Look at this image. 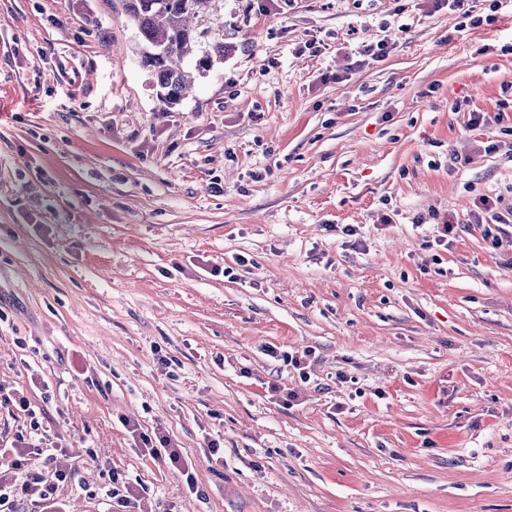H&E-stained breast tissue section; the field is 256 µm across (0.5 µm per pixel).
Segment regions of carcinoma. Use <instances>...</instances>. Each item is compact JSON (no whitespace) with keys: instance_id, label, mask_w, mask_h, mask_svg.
Segmentation results:
<instances>
[{"instance_id":"cac0c4a2","label":"carcinoma","mask_w":512,"mask_h":512,"mask_svg":"<svg viewBox=\"0 0 512 512\" xmlns=\"http://www.w3.org/2000/svg\"><path fill=\"white\" fill-rule=\"evenodd\" d=\"M122 2L126 21L135 33L141 64L154 78L160 111L167 112L193 92L194 83L185 74L182 62L194 51L196 23L209 12L212 0ZM224 55V38H214L196 58L198 72L207 74L215 62L224 60Z\"/></svg>"}]
</instances>
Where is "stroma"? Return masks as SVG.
Wrapping results in <instances>:
<instances>
[{
	"instance_id": "obj_1",
	"label": "stroma",
	"mask_w": 512,
	"mask_h": 512,
	"mask_svg": "<svg viewBox=\"0 0 512 512\" xmlns=\"http://www.w3.org/2000/svg\"><path fill=\"white\" fill-rule=\"evenodd\" d=\"M491 3L214 0L229 51L162 112L121 0H0V446L35 419L91 448L57 458L67 512H120L112 471L146 512H512V252L467 222L512 188ZM268 346L312 348L309 381ZM124 426L133 436L138 434L139 440L144 447V451L154 459H163L173 469H176L183 477H185V483L191 493L199 494V487L196 483L194 473L192 472V463L188 460V457L175 445L171 438L166 435H158V442L160 447L164 449L165 456L161 453L158 446L153 445V441L150 436L145 433L139 432L138 425L131 423L129 420H124ZM151 445V446H150Z\"/></svg>"
}]
</instances>
